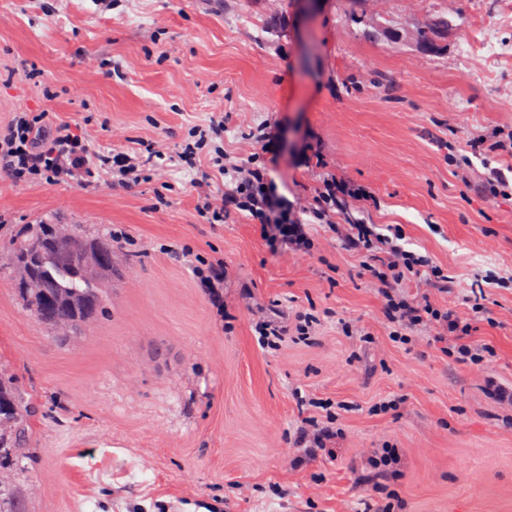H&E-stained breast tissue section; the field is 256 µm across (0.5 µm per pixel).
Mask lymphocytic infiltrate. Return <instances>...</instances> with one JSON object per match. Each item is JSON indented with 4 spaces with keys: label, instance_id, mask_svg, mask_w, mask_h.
I'll return each mask as SVG.
<instances>
[{
    "label": "lymphocytic infiltrate",
    "instance_id": "1",
    "mask_svg": "<svg viewBox=\"0 0 512 512\" xmlns=\"http://www.w3.org/2000/svg\"><path fill=\"white\" fill-rule=\"evenodd\" d=\"M93 126L73 129L71 124L51 120L45 112L19 111L13 114L6 131L0 133V176L30 188L88 184L106 176L115 186L137 183L145 169L163 175L167 164L185 162L187 151L167 152L161 145L117 146L111 150L96 147ZM208 170L194 183L196 211L210 223H223L230 212L248 213L261 226L271 245L289 254L304 257L310 250L305 214L332 223L337 208L348 200L366 199L365 190L334 174L322 178L314 192L292 200L280 197L266 173L254 161H227L223 149L207 157ZM232 170L230 185H215L213 173ZM346 248L360 254L363 269L376 284L377 294L391 326L389 337L408 343L418 329L435 332L451 345V353L469 367L482 369L493 363L497 352L489 343L474 337L475 323L483 307H476L469 319H461L439 307L430 297L404 296L399 282L430 268L427 257L405 250L400 234L377 233L368 224H353L342 236ZM441 292H448L451 280L440 269L430 268ZM338 430L313 417L302 420L294 446L299 460L335 457Z\"/></svg>",
    "mask_w": 512,
    "mask_h": 512
}]
</instances>
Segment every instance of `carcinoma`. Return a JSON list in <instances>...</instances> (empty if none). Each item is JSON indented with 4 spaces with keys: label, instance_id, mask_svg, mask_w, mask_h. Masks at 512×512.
<instances>
[{
    "label": "carcinoma",
    "instance_id": "cac0c4a2",
    "mask_svg": "<svg viewBox=\"0 0 512 512\" xmlns=\"http://www.w3.org/2000/svg\"><path fill=\"white\" fill-rule=\"evenodd\" d=\"M58 224H27L13 239L9 254L12 271H21L33 259H38L39 273L50 284L47 293L39 288H30L17 282V295L21 303L39 321L44 322L42 309L55 295L72 301V305L61 309L58 314L68 320L72 335L57 334L63 344L73 341V336L86 328V322L97 321L108 314V289L97 288L86 280L71 273L79 264L81 250L86 242L96 244L101 251L112 253V240L89 233L79 224H67L65 228L73 239L67 252H60L54 242L59 236ZM26 422V410L22 396L11 379V375L0 369V512H17L14 479V465L21 452L22 432Z\"/></svg>",
    "mask_w": 512,
    "mask_h": 512
}]
</instances>
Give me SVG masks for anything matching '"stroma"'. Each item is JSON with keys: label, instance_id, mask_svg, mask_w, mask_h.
I'll return each mask as SVG.
<instances>
[{"label": "stroma", "instance_id": "obj_1", "mask_svg": "<svg viewBox=\"0 0 512 512\" xmlns=\"http://www.w3.org/2000/svg\"><path fill=\"white\" fill-rule=\"evenodd\" d=\"M436 15L447 31L426 33ZM18 110L92 121L106 148L118 132L174 149L220 118L225 153L289 198L335 170L370 193L337 223L399 227L452 277L433 298L460 318L482 290L476 336L497 351L476 372L428 331L392 342L361 256L319 221L299 259L245 215L200 218L204 155L129 187L0 178V255L41 221L120 238L109 314L72 346L0 269V365L29 401L19 512H363L380 486L399 512H512V189L461 179L508 164L471 140L512 123V0H326L307 17L293 0H0V129ZM260 125L277 154L250 139ZM218 259L220 309L193 273ZM304 314L316 345L258 347V316ZM326 401L360 406L338 417V458L295 464L294 430ZM383 447L402 451L401 477L356 466Z\"/></svg>", "mask_w": 512, "mask_h": 512}]
</instances>
